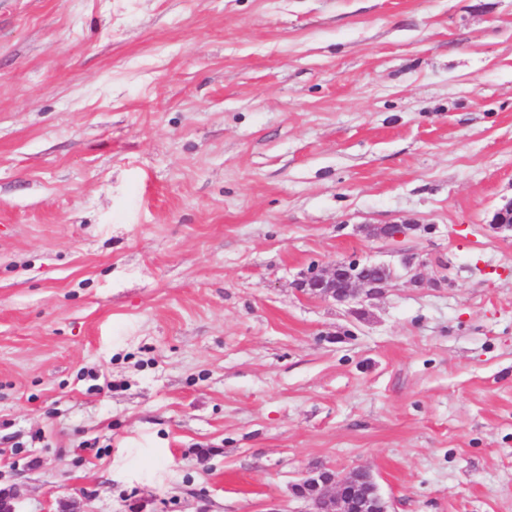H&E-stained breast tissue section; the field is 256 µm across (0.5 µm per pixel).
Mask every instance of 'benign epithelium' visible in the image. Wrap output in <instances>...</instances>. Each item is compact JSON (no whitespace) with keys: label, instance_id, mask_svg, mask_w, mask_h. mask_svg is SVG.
<instances>
[{"label":"benign epithelium","instance_id":"7a95c632","mask_svg":"<svg viewBox=\"0 0 512 512\" xmlns=\"http://www.w3.org/2000/svg\"><path fill=\"white\" fill-rule=\"evenodd\" d=\"M492 227L512 228V201L494 214ZM411 224H384L379 235L390 240L408 234ZM372 262L351 261L338 263L330 270L311 269L299 282L300 290L324 301L362 303L384 293L395 280L394 269L380 264L384 272L368 275ZM299 497L307 502L304 512H389V504L367 468H357L347 474H338L322 467L306 475L298 483Z\"/></svg>","mask_w":512,"mask_h":512}]
</instances>
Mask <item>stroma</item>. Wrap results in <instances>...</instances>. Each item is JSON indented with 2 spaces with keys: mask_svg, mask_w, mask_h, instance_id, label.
Returning a JSON list of instances; mask_svg holds the SVG:
<instances>
[{
  "mask_svg": "<svg viewBox=\"0 0 512 512\" xmlns=\"http://www.w3.org/2000/svg\"><path fill=\"white\" fill-rule=\"evenodd\" d=\"M510 200L512 0H0V486L512 512ZM365 259L362 318L297 286ZM296 485L298 497L307 502L304 512H389V504L367 468L342 475L322 467ZM308 486H315L318 494L309 495Z\"/></svg>",
  "mask_w": 512,
  "mask_h": 512,
  "instance_id": "stroma-1",
  "label": "stroma"
}]
</instances>
